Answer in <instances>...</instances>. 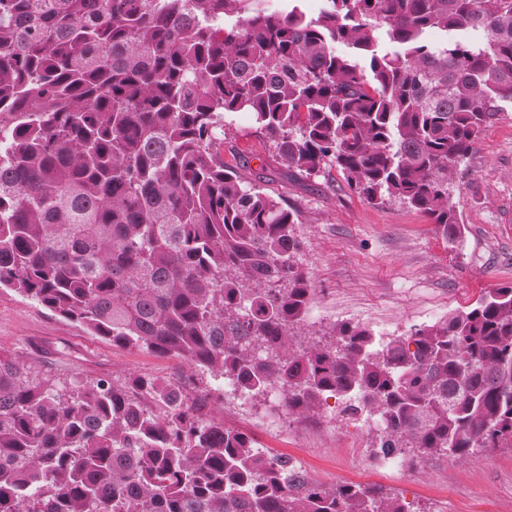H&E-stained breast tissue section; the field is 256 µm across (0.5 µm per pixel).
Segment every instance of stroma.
<instances>
[{
	"mask_svg": "<svg viewBox=\"0 0 512 512\" xmlns=\"http://www.w3.org/2000/svg\"><path fill=\"white\" fill-rule=\"evenodd\" d=\"M221 152L226 164L301 214L298 259L314 291L300 343H331L341 322L384 339L400 336L512 285L511 106L458 168L450 202L464 234L456 247L420 212L368 204L336 169L288 176L248 114L228 118ZM0 353L23 357L60 390L99 377L121 383L132 375L169 380L188 372L178 360L112 345L10 290H0ZM196 379L211 390L208 416L248 434L264 452L295 460L310 480L376 486L408 512H512V448L420 461L407 452L397 469L386 470L372 456V427L338 419L334 401L324 402L315 419L279 429L272 424L279 411L266 398L243 413L236 393L214 391L210 374Z\"/></svg>",
	"mask_w": 512,
	"mask_h": 512,
	"instance_id": "obj_1",
	"label": "stroma"
}]
</instances>
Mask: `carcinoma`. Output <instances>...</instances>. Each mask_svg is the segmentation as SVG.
<instances>
[{
	"instance_id": "1",
	"label": "carcinoma",
	"mask_w": 512,
	"mask_h": 512,
	"mask_svg": "<svg viewBox=\"0 0 512 512\" xmlns=\"http://www.w3.org/2000/svg\"><path fill=\"white\" fill-rule=\"evenodd\" d=\"M507 103L512 0H0V289L252 397L276 383L297 419L333 398L375 454L512 448V286L299 346V213L218 148L245 112L286 170L334 168L454 246L448 184ZM204 401L140 376L62 393L0 355V512H407L374 486L294 487Z\"/></svg>"
}]
</instances>
